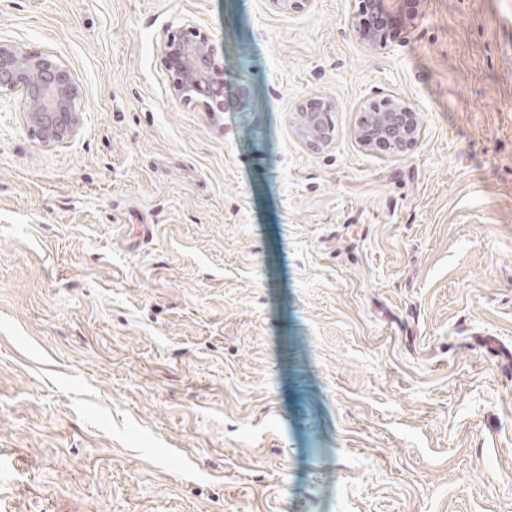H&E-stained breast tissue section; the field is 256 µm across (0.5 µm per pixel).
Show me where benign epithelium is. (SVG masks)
<instances>
[{"label":"benign epithelium","mask_w":512,"mask_h":512,"mask_svg":"<svg viewBox=\"0 0 512 512\" xmlns=\"http://www.w3.org/2000/svg\"><path fill=\"white\" fill-rule=\"evenodd\" d=\"M355 30L361 43L379 47L387 43L386 30L418 19L423 0H356ZM165 62L172 73L177 98L205 112L224 111V65L208 36L191 27L170 36ZM22 94L23 112L31 131L47 146L73 138L82 124L80 92L73 73L48 54L21 52L0 44V93ZM336 103L309 97L297 108L299 136L320 150L332 140L329 114ZM422 134L421 120L403 99L388 95L361 113L356 138L362 146L381 148L394 156L413 149Z\"/></svg>","instance_id":"obj_1"}]
</instances>
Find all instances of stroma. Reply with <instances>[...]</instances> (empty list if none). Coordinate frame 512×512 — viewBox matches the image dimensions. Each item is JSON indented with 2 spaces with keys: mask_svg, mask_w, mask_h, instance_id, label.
Here are the masks:
<instances>
[{
  "mask_svg": "<svg viewBox=\"0 0 512 512\" xmlns=\"http://www.w3.org/2000/svg\"><path fill=\"white\" fill-rule=\"evenodd\" d=\"M352 11L0 0L83 110L46 147L0 96V512H512V0L375 49ZM187 27L221 112L173 94ZM389 94L400 157L356 138ZM165 62L177 98L204 112L223 111L224 65L206 34L189 27L171 35L165 45ZM360 114L356 138L366 148H381L399 156L413 149L420 141V117L401 98L385 96L380 104ZM336 103L320 97H309L297 108L299 136L309 147L320 150L332 140L333 127L329 114L334 112Z\"/></svg>",
  "mask_w": 512,
  "mask_h": 512,
  "instance_id": "1",
  "label": "stroma"
}]
</instances>
